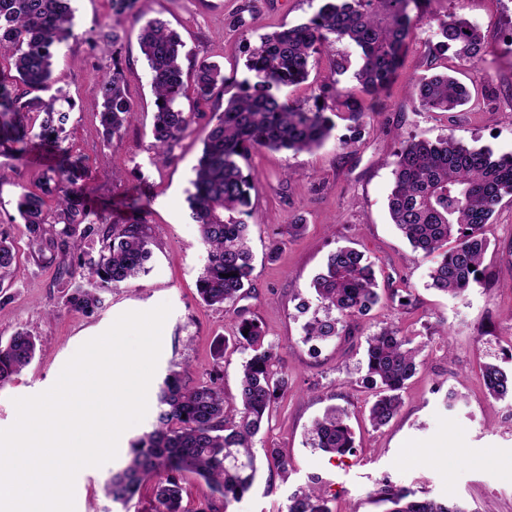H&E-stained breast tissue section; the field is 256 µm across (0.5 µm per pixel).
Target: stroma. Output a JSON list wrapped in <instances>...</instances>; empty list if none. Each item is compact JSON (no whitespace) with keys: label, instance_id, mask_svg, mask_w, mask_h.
<instances>
[{"label":"stroma","instance_id":"obj_1","mask_svg":"<svg viewBox=\"0 0 512 512\" xmlns=\"http://www.w3.org/2000/svg\"><path fill=\"white\" fill-rule=\"evenodd\" d=\"M243 3L146 0L144 9L147 18L164 20L181 37L184 70L206 60L219 64L226 77L240 80L248 75V44L281 25L306 22L321 0H264L247 27L237 28L231 20ZM73 8V34L56 53L53 81L75 104L67 143L88 169L82 200L113 222L149 224L152 257L145 275L103 290L104 303L93 312L66 309L57 260L50 252L29 249L25 227L15 221L22 189L39 190L57 159L43 149L18 156L10 145H0V229L14 237L20 266L17 276L0 286V341L19 331L40 341L32 362L0 388V429L16 419L14 399L52 387L77 349L105 332L118 316L170 303L145 418L121 435L114 460L81 470L75 479V512H151V486H143L121 505L105 495L103 483L125 465L132 442L151 430L162 379L177 370L194 384L218 371L225 393L233 395L248 357L242 350H225L231 319L199 298L197 279L206 251L187 201L211 117L223 111L225 97L218 94L199 105L184 101L195 122L174 144L169 160H156L152 72L139 47L140 23L113 22L109 0H74ZM451 12L481 30L489 49L486 63L463 65L453 50L434 52L438 22ZM419 13L404 64L390 88L362 97V124L350 121L346 113H334L332 101L323 98L322 89L330 81L348 89L356 81L349 72L333 75L327 58L320 56L308 81L289 89L288 96L304 107L319 103L333 112L330 139L311 153L264 150L251 158L258 180L250 235L254 270L252 288L241 305L262 323L266 342L284 357L292 384L254 439V485L229 512H288L291 496L315 477L332 512H386V504L375 495L384 482L418 497L464 504L468 512L488 507L512 512V401L488 398L480 372L486 363L512 370V199H503L484 228L489 241L485 282L456 297L431 286L429 274L440 254L414 251L387 209L392 163L408 137L433 140L451 133L470 146L512 153V46L504 39L512 31V0H424ZM115 26L123 36L117 59L100 39ZM430 57L438 71L457 70L469 88L463 111L427 112L411 97V86L430 74ZM116 60L136 118L121 137L109 141L92 103ZM295 222L305 225L303 235L285 238L277 257L268 259L274 228ZM344 246L365 254L380 286L407 287L410 310L405 313L384 302L365 317L353 339L305 341V318L296 305L304 301L316 306L309 284L328 254ZM393 324L409 329L425 349L400 412L376 430L366 418L368 393L362 386L365 340ZM333 405L347 411L355 438L353 454L340 461L306 441L308 428ZM269 448L280 449L288 461L287 473L268 466Z\"/></svg>","mask_w":512,"mask_h":512}]
</instances>
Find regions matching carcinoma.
<instances>
[{"mask_svg":"<svg viewBox=\"0 0 512 512\" xmlns=\"http://www.w3.org/2000/svg\"><path fill=\"white\" fill-rule=\"evenodd\" d=\"M141 0H111L112 16L139 17ZM421 0H324L303 24L281 27L259 37L248 47L249 76L236 82V92L224 103L209 130L189 197L192 218L199 226L207 262L197 280V291L209 307L233 314L234 346L251 351L240 372L236 397L224 396L222 376L190 385L181 373L166 375L157 392L152 431L130 448L129 460L104 485L112 501L126 504L147 480L155 481L153 512H183L182 481L188 473L203 479L212 500L199 512H219L239 501L252 487L255 474L253 439L269 419L273 404L290 387L288 368L273 346H264L265 334L254 316L238 303L252 288L253 254L250 222L254 215L255 177L249 159L263 149L312 152L334 128L322 109H306L282 96L285 88L308 79L311 58L324 55L334 73L346 71L335 59V45L347 41L358 49L354 78L361 92L374 96L386 91L402 67L407 39L416 26L413 10ZM71 0H0V52L8 55L15 74L0 72V144L20 145L26 151L36 143L51 146L59 164L46 176L42 193L23 191L17 212L25 224L29 245L49 249L59 259L64 306L83 313L101 305L100 292L118 288L146 271L152 251L151 235L142 223L111 224L82 205L78 182L85 171L62 146L72 104L52 92L57 47L72 35ZM438 47L455 48L459 60L484 61L482 33L455 12L440 21ZM112 43V74L98 86L93 109L108 138H114L134 118L120 67L121 36L106 32ZM139 46L153 72L156 111L152 136L158 159L186 134L195 114L181 107L193 93L206 102L229 79L216 64L202 61L193 84L184 80V43L165 23L153 19L140 30ZM39 95L33 96L31 92ZM325 94L336 111L362 123L365 111L351 93L334 80ZM419 106L429 112H458L469 98L467 88L448 74L421 78L411 89ZM394 182L388 209L393 224L416 251L443 252L431 272L434 288L459 295L481 284L487 240L484 225L496 207L512 197V153L494 155L490 149L469 147L449 135L436 141L412 137L395 154ZM57 194L56 210L49 213L45 197ZM304 225L290 224L272 238L268 258L281 247L280 236L296 237ZM97 242V256L82 252L84 241ZM453 246H448L449 242ZM474 269H469V266ZM18 270V250L0 232V285ZM318 310L304 325L305 340L348 339L361 331L362 319L379 304V284L373 265L352 247L331 253L324 269L311 282ZM36 338L18 331L0 344V386L12 381L31 362ZM423 345L401 326L390 325L366 340L363 384L373 391L368 419L375 428L387 425L400 411L401 392L418 371ZM487 395L512 400V373L487 363L481 373ZM347 414L330 408L309 430L311 446L341 459L353 452L354 439ZM390 512H466L454 503L410 497L388 484L375 490ZM327 492L316 480L293 494L288 512H331Z\"/></svg>","mask_w":512,"mask_h":512,"instance_id":"cac0c4a2","label":"carcinoma"}]
</instances>
